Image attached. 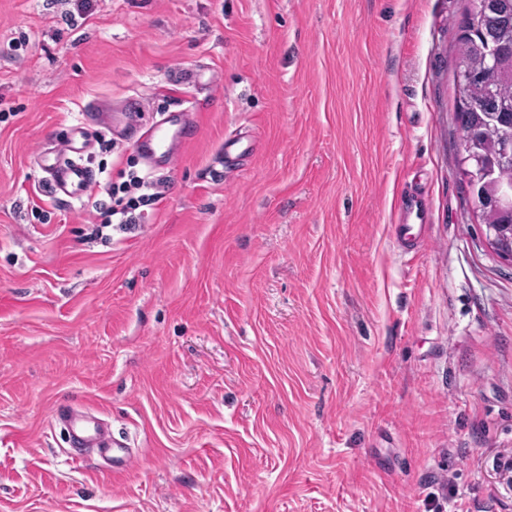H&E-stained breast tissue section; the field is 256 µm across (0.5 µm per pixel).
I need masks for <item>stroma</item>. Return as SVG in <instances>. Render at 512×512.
Segmentation results:
<instances>
[{
    "label": "stroma",
    "instance_id": "stroma-1",
    "mask_svg": "<svg viewBox=\"0 0 512 512\" xmlns=\"http://www.w3.org/2000/svg\"><path fill=\"white\" fill-rule=\"evenodd\" d=\"M468 6L0 0V512H512V264L457 166ZM190 99L152 173L84 120ZM78 129L92 171L161 194L106 243L37 164ZM67 404L134 466L74 458Z\"/></svg>",
    "mask_w": 512,
    "mask_h": 512
}]
</instances>
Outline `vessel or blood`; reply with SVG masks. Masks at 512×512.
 <instances>
[{"label":"vessel or blood","mask_w":512,"mask_h":512,"mask_svg":"<svg viewBox=\"0 0 512 512\" xmlns=\"http://www.w3.org/2000/svg\"><path fill=\"white\" fill-rule=\"evenodd\" d=\"M189 139L185 113L180 110L170 114L165 122L144 129L134 145L145 155L160 154L171 159L180 153ZM82 154V148L69 140L38 156V165L46 173L55 194L71 199L81 198L85 194L94 174L80 164ZM54 419L63 426L70 440L80 446L97 449L112 473L126 471L135 464L136 457L132 450L113 437L94 413L59 407L54 412Z\"/></svg>","instance_id":"1"}]
</instances>
